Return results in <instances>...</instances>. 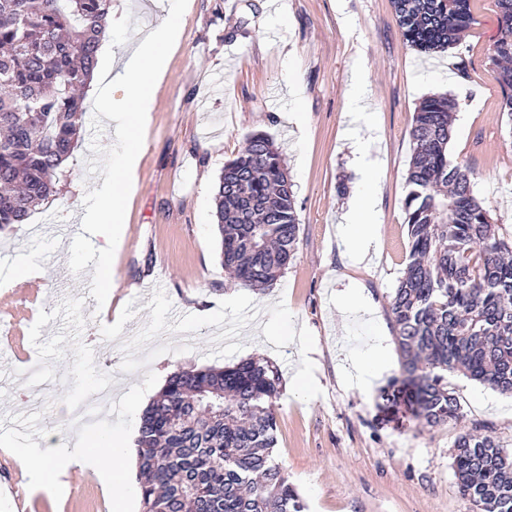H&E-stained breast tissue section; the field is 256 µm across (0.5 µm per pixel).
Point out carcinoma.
I'll use <instances>...</instances> for the list:
<instances>
[{
    "instance_id": "carcinoma-1",
    "label": "carcinoma",
    "mask_w": 512,
    "mask_h": 512,
    "mask_svg": "<svg viewBox=\"0 0 512 512\" xmlns=\"http://www.w3.org/2000/svg\"><path fill=\"white\" fill-rule=\"evenodd\" d=\"M502 36L490 57L512 122V0H496ZM420 53L455 44L470 0H391ZM112 0H0V231L25 223L57 192L83 124ZM453 100L413 113L404 200L406 265L390 301L416 419L457 417L448 373L512 394V242L448 158ZM221 264L261 289L288 269L299 243L294 183L273 140L247 136L214 197ZM281 379L267 362L183 368L141 418L135 453L142 512H305L273 458ZM452 468L471 512H512V453L490 436L460 435Z\"/></svg>"
}]
</instances>
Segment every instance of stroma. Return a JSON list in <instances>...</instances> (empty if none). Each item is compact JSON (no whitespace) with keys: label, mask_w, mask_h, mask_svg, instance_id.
Wrapping results in <instances>:
<instances>
[{"label":"stroma","mask_w":512,"mask_h":512,"mask_svg":"<svg viewBox=\"0 0 512 512\" xmlns=\"http://www.w3.org/2000/svg\"><path fill=\"white\" fill-rule=\"evenodd\" d=\"M169 0H112L109 56L120 66ZM181 38L155 95L141 142L134 196L117 264L99 276V239L80 223L91 186L125 143L110 113L121 90L89 89L79 146L56 196L26 223L0 231V512L39 502L42 512H112L96 476L75 471L65 490L34 489L4 444L44 434L57 445L81 402L83 428L138 430L127 402L158 394L195 366L250 359L276 366L273 455L308 512H470L451 466L462 431L512 449V395L459 372L448 386L458 419L414 418L400 363L370 395L350 384L357 356L384 339L396 351L391 296L405 267L406 176L413 112L429 95L466 103L449 146L501 237L512 240V125L489 56L500 37L496 0H470L474 22L459 44L423 54L405 42L390 0H188ZM366 76L373 124L350 127L349 81ZM302 113L304 131L288 123ZM253 133L269 135L295 184L300 242L269 288L231 282L213 223L224 164ZM377 193V247L355 256L339 231L362 189ZM44 270L38 289L12 284L17 268ZM112 288L118 317L97 311ZM349 292L372 311H340ZM311 383L306 393L297 376Z\"/></svg>","instance_id":"stroma-1"}]
</instances>
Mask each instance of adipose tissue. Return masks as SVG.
<instances>
[{"mask_svg":"<svg viewBox=\"0 0 512 512\" xmlns=\"http://www.w3.org/2000/svg\"><path fill=\"white\" fill-rule=\"evenodd\" d=\"M178 10H171L159 25L139 38L122 65V84L130 106L120 125L127 146L114 158L108 176L94 191L92 206L84 217V226L99 238V271L112 268V248L125 232V213L121 202L132 173L139 162L141 132L150 120L155 93L166 71L169 52L179 34ZM374 209L371 194H359L350 209L342 234L357 252H366L375 241ZM126 439L119 434H92L71 428L64 445L41 448L29 445L13 449L12 454L33 486L62 488L70 472L92 471L104 489H116L124 478L123 454Z\"/></svg>","mask_w":512,"mask_h":512,"instance_id":"1","label":"adipose tissue"}]
</instances>
